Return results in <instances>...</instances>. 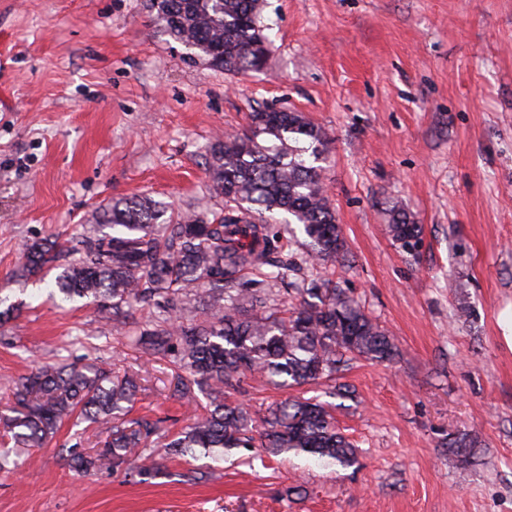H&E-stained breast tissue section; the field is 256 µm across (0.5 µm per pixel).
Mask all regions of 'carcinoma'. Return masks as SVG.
<instances>
[{
	"mask_svg": "<svg viewBox=\"0 0 512 512\" xmlns=\"http://www.w3.org/2000/svg\"><path fill=\"white\" fill-rule=\"evenodd\" d=\"M161 33L233 73L262 71L267 37L259 0H149ZM325 130L300 112L259 109L243 133L218 138L210 148L208 175L224 197V212L208 218L176 213L148 196L118 199L105 208L77 249L57 238L33 241L21 267L24 277L57 271L63 301L88 298L115 333H130L139 304H153L160 317L139 329L135 345L150 357H170L195 385L211 396L209 405L159 448L151 447V426L131 417L139 386L135 379L94 365H45L22 378L12 391V415L3 418L4 436L14 444L41 447L66 419L87 420L106 434L101 448L66 449L82 473L112 471L134 480L152 474L167 456L194 448L222 453L259 448L275 455L305 454L324 464L352 467L353 443L336 427L316 398H288L254 416L224 390L242 391L259 376L277 389H299L336 376L357 358L390 362L394 340L357 300L316 276L296 293L307 299L288 306L275 284L285 272L262 271L281 248V226L296 224L312 269L342 256L346 243L326 195L320 163L326 160ZM388 233L406 256L417 259L423 227L401 207L390 210ZM262 272L271 288H232L249 272ZM199 288L218 292L204 319L188 296ZM467 463L481 446L476 433L445 443Z\"/></svg>",
	"mask_w": 512,
	"mask_h": 512,
	"instance_id": "cac0c4a2",
	"label": "carcinoma"
}]
</instances>
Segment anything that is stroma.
Segmentation results:
<instances>
[{
	"instance_id": "stroma-1",
	"label": "stroma",
	"mask_w": 512,
	"mask_h": 512,
	"mask_svg": "<svg viewBox=\"0 0 512 512\" xmlns=\"http://www.w3.org/2000/svg\"><path fill=\"white\" fill-rule=\"evenodd\" d=\"M262 2L267 65L232 75L160 33L146 0H0V300L24 305L0 327V412L22 377L76 357L137 374L149 418L183 425L206 405L177 397L176 368L95 306L56 305L17 269L34 239L78 245L120 198L223 211L209 148L275 106L326 131L348 254L322 272L399 349L337 377L357 464L239 449L170 457L142 482L83 477L61 447L103 437L68 422L47 447L14 449L0 512H512V0ZM395 205L424 229L418 261L387 232ZM472 431L467 466L441 443Z\"/></svg>"
}]
</instances>
